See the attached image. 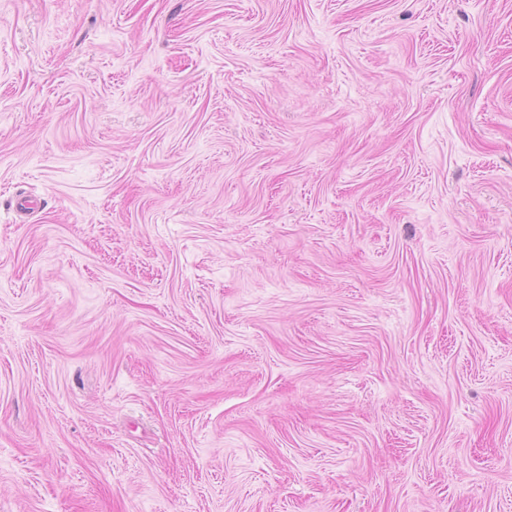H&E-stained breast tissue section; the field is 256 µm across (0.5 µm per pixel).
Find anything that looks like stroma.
I'll return each instance as SVG.
<instances>
[{
    "instance_id": "stroma-1",
    "label": "stroma",
    "mask_w": 512,
    "mask_h": 512,
    "mask_svg": "<svg viewBox=\"0 0 512 512\" xmlns=\"http://www.w3.org/2000/svg\"><path fill=\"white\" fill-rule=\"evenodd\" d=\"M0 512H512V0H0Z\"/></svg>"
}]
</instances>
